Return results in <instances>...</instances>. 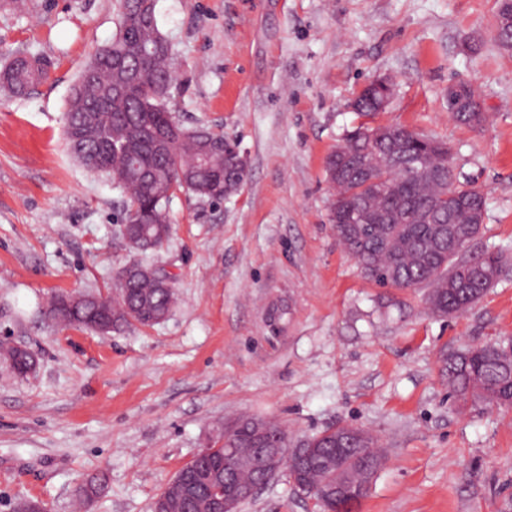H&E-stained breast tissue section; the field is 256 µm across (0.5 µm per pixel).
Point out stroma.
<instances>
[{"instance_id":"stroma-1","label":"stroma","mask_w":512,"mask_h":512,"mask_svg":"<svg viewBox=\"0 0 512 512\" xmlns=\"http://www.w3.org/2000/svg\"><path fill=\"white\" fill-rule=\"evenodd\" d=\"M0 10V66L49 62L30 94L0 91V512L18 500L75 512H151L175 473L247 415L291 442L337 423L375 436L386 462L357 512H512V409L460 403L443 355L512 337V50L496 0H157L183 87L185 126L223 129L244 160L213 205L170 203L169 316L108 336L55 319V295L115 294L135 260L117 232L121 191L70 154L69 90L117 31L116 0H24ZM394 86L379 124L448 142L487 202L476 249L502 255L494 288L442 317L424 289L361 274L329 222L326 159L359 119L373 80ZM476 90L481 125L457 122L447 91ZM239 512H317L279 474Z\"/></svg>"}]
</instances>
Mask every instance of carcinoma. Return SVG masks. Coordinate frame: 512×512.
<instances>
[{"label":"carcinoma","mask_w":512,"mask_h":512,"mask_svg":"<svg viewBox=\"0 0 512 512\" xmlns=\"http://www.w3.org/2000/svg\"><path fill=\"white\" fill-rule=\"evenodd\" d=\"M156 14V3L119 0L118 29L112 41L97 49L71 88L65 111V134L73 156L92 172L111 178L124 192L121 236L144 233L161 246L169 239L168 204L179 189L201 200L224 198V173L234 172L232 151L198 158L201 143L210 139L231 145L224 132L207 127L188 128L169 111L167 101L178 89L173 70L174 48L163 36L158 20L140 22L144 13ZM46 60L17 53L0 70V88L24 96L48 75ZM361 123L346 131L356 168L341 160L331 221L344 249L363 275L380 287L424 288L432 313L462 312L477 303L503 273L496 253L468 252L462 264L448 258L449 236L464 242L477 239L482 213H472L471 199L480 195L448 171L452 148L431 139L424 143L400 125L388 127L380 139H370ZM423 158L421 173L396 170L393 156ZM117 286L112 299L96 294H59L52 315L72 326L116 331L132 315L146 325L167 315L174 291L158 286L150 264ZM14 371L24 375L31 359L24 350L7 355ZM443 372L454 397L472 398L486 405L512 407V343L471 347L442 359ZM231 448L252 445L253 421L241 420L224 429ZM347 451L336 456L318 436L305 443L308 462L295 468L298 484H357L382 457L375 438L352 425H336ZM204 490L171 507V512H200Z\"/></svg>","instance_id":"cac0c4a2"}]
</instances>
